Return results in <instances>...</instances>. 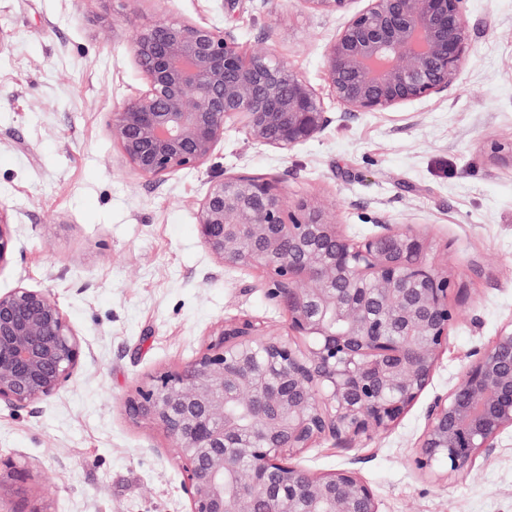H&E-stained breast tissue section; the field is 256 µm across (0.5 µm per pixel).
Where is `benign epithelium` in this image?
<instances>
[{
  "instance_id": "7a95c632",
  "label": "benign epithelium",
  "mask_w": 512,
  "mask_h": 512,
  "mask_svg": "<svg viewBox=\"0 0 512 512\" xmlns=\"http://www.w3.org/2000/svg\"><path fill=\"white\" fill-rule=\"evenodd\" d=\"M301 2L333 15L353 0ZM366 2L326 50L343 112L448 97L471 53L466 0ZM131 54L144 87L113 111L108 131L144 176L162 180L211 161L228 120L286 155L333 122L312 85L270 50L243 55L230 29L159 21ZM196 219L218 263L264 274L265 295L288 322L277 332L225 320L190 363L153 376L129 401L133 416L168 437L187 512H379L357 469L312 473L296 458L323 441L349 448L392 430L431 385L459 312L448 272L428 260L427 238L383 224L352 241L323 202H290L245 173L212 181ZM11 249L0 214V263ZM83 356L51 293H0V406L23 409L56 394ZM425 417L418 471L452 474L493 453L512 431V322L470 352Z\"/></svg>"
}]
</instances>
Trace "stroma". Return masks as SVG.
<instances>
[{
	"instance_id": "1",
	"label": "stroma",
	"mask_w": 512,
	"mask_h": 512,
	"mask_svg": "<svg viewBox=\"0 0 512 512\" xmlns=\"http://www.w3.org/2000/svg\"><path fill=\"white\" fill-rule=\"evenodd\" d=\"M466 14L472 50L447 98L345 117L325 74L345 14H314L302 0H0V212L13 238L0 292L49 290L84 351L55 395L0 408V458L27 473L0 485V512H186L166 437L126 402L195 358L221 321L287 324L260 274L221 266L197 232L211 180L237 173L291 201L323 200L354 241L384 223L415 227L458 288L459 318L422 400L392 431L351 448L319 443L300 465L356 468L380 512H512V432L464 472L425 475L412 463L427 400L512 322V167L492 151L512 146V0H467ZM159 18L233 29L247 53L272 47L334 122L285 155L230 120L211 162L161 181L141 175L107 125L143 87L130 47Z\"/></svg>"
}]
</instances>
